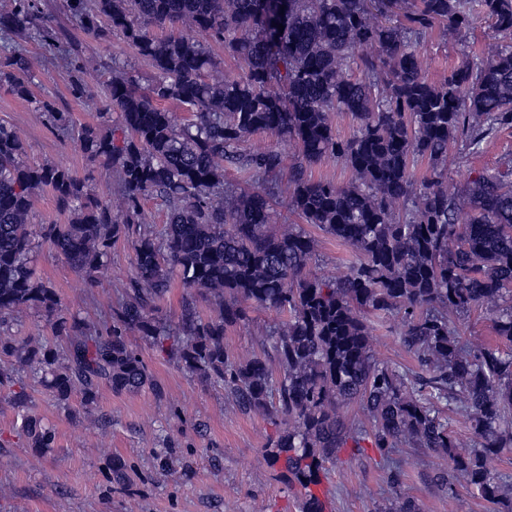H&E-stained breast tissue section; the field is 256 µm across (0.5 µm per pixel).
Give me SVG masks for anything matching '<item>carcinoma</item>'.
<instances>
[{"mask_svg": "<svg viewBox=\"0 0 512 512\" xmlns=\"http://www.w3.org/2000/svg\"><path fill=\"white\" fill-rule=\"evenodd\" d=\"M66 3L87 33L100 34L103 21L121 32L153 75L145 85L123 74L107 81L100 115L116 112L118 123L109 136L86 126L76 140L115 175L118 211L72 171L24 163V140L0 123V325L35 308L69 343L62 359L31 339L20 361L49 375L60 399L77 391L88 403L102 384L123 392L150 382L129 333L170 350L186 370L224 383L240 410L289 423L266 457L285 461L302 512H324L313 490L342 450L368 447L388 462L395 512H418L392 458L401 445L443 461L434 480L448 498L462 478L483 500L501 503L487 459L512 447V158L502 173L469 177L457 194L448 193L447 171L450 152L476 154L512 127V0ZM479 14L492 20L496 42L476 58L464 55L444 82L429 81L411 38L442 25L461 41ZM154 27L174 34L155 38ZM26 30L54 45L53 17L33 0H15L0 13V33ZM187 30L224 46L241 73L212 77L220 62ZM37 64L18 46L4 48L0 84L28 97ZM169 103L191 118L179 120ZM337 112L356 121L347 139L336 135ZM257 133L294 145L293 163L276 148L246 149ZM329 159L349 169L347 183L306 175ZM420 161L427 172L419 179ZM228 166L244 179L237 192L225 189ZM285 172L291 212L355 253L340 276L307 269L314 239L299 225L271 228L275 197L257 184ZM44 188L73 214L70 223L31 224ZM151 196L168 207L159 229L142 218ZM121 236L132 244L134 271L104 336L63 317L33 257L45 242L94 282ZM176 279L213 302L215 314L205 320L187 303L171 327L157 304ZM250 308L283 320L241 362L226 350L224 332ZM483 308L496 313L495 339L468 346L452 316ZM369 314L401 318L403 345L419 370L373 358ZM354 401L363 418L350 421L340 408ZM443 406L468 424L474 451L466 457L455 454L463 444ZM24 430L32 447H51L52 431L37 421L26 420Z\"/></svg>", "mask_w": 512, "mask_h": 512, "instance_id": "carcinoma-1", "label": "carcinoma"}]
</instances>
